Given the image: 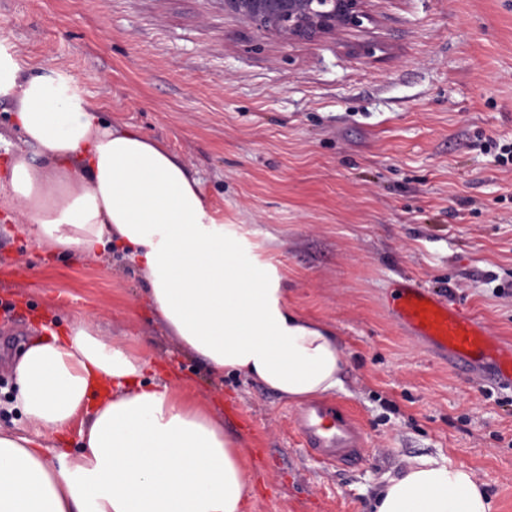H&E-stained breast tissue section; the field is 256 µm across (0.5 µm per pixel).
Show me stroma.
Wrapping results in <instances>:
<instances>
[{
  "instance_id": "stroma-1",
  "label": "stroma",
  "mask_w": 512,
  "mask_h": 512,
  "mask_svg": "<svg viewBox=\"0 0 512 512\" xmlns=\"http://www.w3.org/2000/svg\"><path fill=\"white\" fill-rule=\"evenodd\" d=\"M362 28L313 41L257 32L212 0H0V38L73 73L103 117L177 154L215 216L340 336L333 396L367 433L337 468L294 437L295 403L213 379L154 317L118 253L39 250L0 222V360L80 317L209 406L249 461L244 512H369L416 458L474 470L512 512V389L457 375L387 310L410 278L512 342V0H367Z\"/></svg>"
}]
</instances>
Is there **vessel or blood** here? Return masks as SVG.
<instances>
[{
    "instance_id": "obj_1",
    "label": "vessel or blood",
    "mask_w": 512,
    "mask_h": 512,
    "mask_svg": "<svg viewBox=\"0 0 512 512\" xmlns=\"http://www.w3.org/2000/svg\"><path fill=\"white\" fill-rule=\"evenodd\" d=\"M387 308L412 336L434 346L457 371L473 375L487 369L488 380L512 387V343H502L471 311L448 304L413 280L394 288ZM295 432L305 448L323 462L349 468L366 458L358 420L328 400L294 410Z\"/></svg>"
}]
</instances>
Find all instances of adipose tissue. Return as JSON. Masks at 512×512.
<instances>
[{"label":"adipose tissue","instance_id":"adipose-tissue-1","mask_svg":"<svg viewBox=\"0 0 512 512\" xmlns=\"http://www.w3.org/2000/svg\"><path fill=\"white\" fill-rule=\"evenodd\" d=\"M36 156L0 174V203L27 215L38 247L120 249L160 324L217 380L242 376L291 401L344 388L335 331L288 302L276 267L212 214L175 154L102 118L77 80L0 40V101ZM148 361L79 321L22 344L12 401L29 434L0 430V512H242L247 460L191 397ZM79 423L80 447L59 438ZM465 466L410 462L370 512H491Z\"/></svg>","mask_w":512,"mask_h":512}]
</instances>
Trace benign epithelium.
Segmentation results:
<instances>
[{
  "label": "benign epithelium",
  "mask_w": 512,
  "mask_h": 512,
  "mask_svg": "<svg viewBox=\"0 0 512 512\" xmlns=\"http://www.w3.org/2000/svg\"><path fill=\"white\" fill-rule=\"evenodd\" d=\"M224 10L284 41L333 36L367 18L366 0H223Z\"/></svg>",
  "instance_id": "obj_1"
}]
</instances>
